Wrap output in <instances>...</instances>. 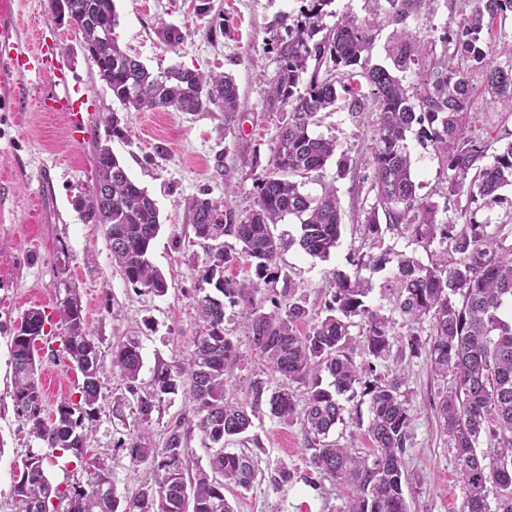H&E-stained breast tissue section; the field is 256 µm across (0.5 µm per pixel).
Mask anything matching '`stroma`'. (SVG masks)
<instances>
[{"label": "stroma", "mask_w": 512, "mask_h": 512, "mask_svg": "<svg viewBox=\"0 0 512 512\" xmlns=\"http://www.w3.org/2000/svg\"><path fill=\"white\" fill-rule=\"evenodd\" d=\"M115 5V35L129 54L155 71L180 64L205 73L232 74L242 108L230 120L215 106L195 113L127 111L101 79L78 32L68 23L53 21L48 0H17L21 30L38 29L43 40L61 52L76 109L50 111L33 93L18 105L0 103V512H16L12 488L29 456H43L52 485L70 487L85 480L70 453L31 437L14 411L10 343L23 315L32 308L51 315L37 352L45 418L53 417L60 401L77 398L82 383L79 371L62 355L65 330L52 315L70 290L82 305L102 359L111 360L117 342L138 337L142 367L137 386L149 390L157 365L183 361L202 328L194 297L205 255L194 245L192 227L185 222L189 201L206 192L223 199L236 216L248 215L256 206L255 180L266 168L278 135L280 116L267 105L269 81L278 67L273 41L281 33V19L299 17L300 0H211L206 14L196 11L193 0H115ZM461 9L460 0H432L407 24L423 37L456 25ZM163 25L184 34L178 52L160 40L158 29ZM475 108L476 134L490 150H497L499 137L512 131V116L481 95ZM114 113L121 118L124 137L108 135L103 119ZM314 131L336 138L353 168L342 177L336 161H329L321 177L305 186L313 196L323 186L336 188L344 213L340 242L325 261L295 246L282 252L286 279L260 288L255 301L269 313L274 299L288 291L314 318L329 298L333 273L358 272L371 283L370 304L390 309L384 289L391 270L359 271L352 263L357 254L370 250L358 218L367 204L371 132L344 109L323 115ZM98 138L109 140L128 175L147 189L160 210L162 226L150 260L166 279L165 295L127 285L112 262L104 227L83 218L80 200L95 179L93 142ZM407 143L420 195L446 208L447 172L432 148L412 135ZM224 332L241 355L230 367L227 397L249 402L247 386L257 376L269 387L281 384L280 374L255 354L242 307L225 308ZM377 371L386 380L400 381L409 401V482L404 488L409 512H462L455 451L435 411L449 380L432 373L426 352L413 357L397 347ZM126 393L118 374L102 377V411L86 443L89 457L111 466L117 495L123 499L134 497L152 478L149 465L133 463L122 448L133 431V419H117L111 409L115 398ZM344 408V420L330 431L329 441L369 454L368 396L356 394ZM225 446L251 453L257 471L249 489L226 491L235 512H346L351 492L313 468L309 436L301 421L286 424L265 411L246 433L229 438ZM283 467L289 471L285 479L279 476Z\"/></svg>", "instance_id": "stroma-1"}]
</instances>
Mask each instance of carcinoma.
<instances>
[{
    "mask_svg": "<svg viewBox=\"0 0 512 512\" xmlns=\"http://www.w3.org/2000/svg\"><path fill=\"white\" fill-rule=\"evenodd\" d=\"M69 2V25L81 34L84 50L122 105L136 112H206L219 101L230 115L240 110L231 75H206L181 66L155 74L127 54L117 39L101 40L104 30L118 25L114 0ZM304 2L300 20L285 25L286 36L275 40L278 68L267 103L282 114V122L268 168L257 177L256 208L238 219L221 200L197 196L188 204V222L205 254L196 289L204 330L183 362L156 368L151 389L142 393L136 386L140 342L129 338L112 348V372L133 397L131 403L123 398L113 402L112 411L120 414L129 408L137 425L122 447L133 462L150 465L153 481L122 500L112 468L86 455V440L101 412L105 369L81 304L68 296L56 317L65 329L67 357L83 377L79 400L65 399L53 419L43 418L35 346L44 336H28L21 329L11 343V398L29 435L71 453L83 463L86 478L70 489L54 488L45 474L44 457L32 455L13 486L17 512H50L54 498L67 502L66 512H234L224 489L249 488L255 469L251 456L227 451L224 440L247 432L264 405L280 421H293L296 403L288 385L271 391L260 378L249 382L251 402L224 398L228 368L240 359L224 335L227 303L244 304L256 354L286 380L308 386L303 425L313 436L327 435L342 420L339 396L364 384L372 415V458L335 443L320 445L311 457L314 469L353 489L347 512H408L403 485L408 481L404 456L409 407L400 383H387L376 374L397 342L395 312L407 327L410 353L415 356L427 348L431 371L452 377L438 410L455 449L462 512H490L491 486L499 492L498 512H512V226L478 219L479 211L495 205L512 210V199L501 194L512 186V133L487 161L488 145L474 133L478 113L473 111L476 96L487 94L501 111L512 112V48L502 52L501 62L484 41L512 15V0H463L469 11L457 29L428 40L407 26L426 0H385V8L372 10V20L359 23L342 16L331 27L323 20L331 15L333 0ZM382 21L393 26L389 65L371 63L374 30ZM159 36L172 50L184 41L178 29L166 25L159 28ZM408 73L415 75L412 84L406 83ZM340 103L355 121L374 127L367 191L373 203L363 210L364 238L375 246L387 233L409 234L425 250L437 244L440 251L427 264L391 248L359 256L353 261L359 269L394 267L388 288L391 312L367 303L368 281L336 273L328 284L324 315L302 332L299 325L308 319L304 305L276 302L275 310L263 313L252 297L279 281V258L288 248L296 245L326 260L338 246L342 211L336 190L329 187L313 197L303 187L336 156L337 141L314 134L312 127L320 113ZM412 130L451 173L447 196L466 198L453 220L440 219L438 206L418 193L407 145ZM95 168V183L81 201L84 219L104 225L112 261L128 284L164 295L167 283L149 258L160 228L156 203L129 177L109 145L97 143ZM290 215L299 220L298 235L275 237L271 226ZM224 237L233 238L237 246L220 242ZM242 257L252 270L246 283L224 275ZM208 286L220 296L207 293ZM426 322L429 334L423 340L419 329ZM356 325L362 329L358 342L350 331ZM359 349L366 355L362 363L355 360ZM323 372L331 377L327 388L322 386ZM370 376L372 381L363 382ZM180 391L209 449L207 466L193 475L185 459L190 425L175 420L161 447L149 436L153 412L166 396ZM482 439L486 448L480 451Z\"/></svg>",
    "mask_w": 512,
    "mask_h": 512,
    "instance_id": "carcinoma-1",
    "label": "carcinoma"
}]
</instances>
